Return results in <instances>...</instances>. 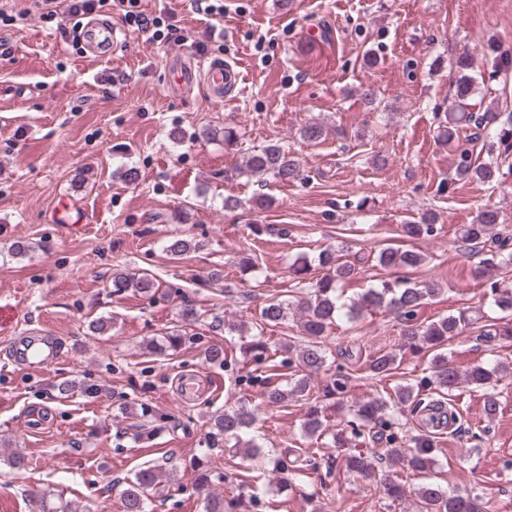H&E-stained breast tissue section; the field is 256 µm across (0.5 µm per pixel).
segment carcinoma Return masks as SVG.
I'll return each mask as SVG.
<instances>
[{
  "label": "carcinoma",
  "instance_id": "1",
  "mask_svg": "<svg viewBox=\"0 0 512 512\" xmlns=\"http://www.w3.org/2000/svg\"><path fill=\"white\" fill-rule=\"evenodd\" d=\"M456 64L458 75L455 79L454 99L448 113L449 122L453 123V126L446 130L447 137L458 138L463 133L472 141H483V145L487 146L490 153L497 146L506 151L511 150L512 113L504 114L490 107L482 112L468 111V99L475 88L474 79L468 74L471 70V59L468 55L462 54L457 58ZM239 171L250 176H270L284 184L302 179L299 161L280 144H268L249 151L245 165L240 167ZM497 173L498 169L492 163L478 164L472 160V153L464 149L456 155L454 176L448 180V185L452 186L468 179L491 184L497 180ZM436 223V215L429 211L422 214L419 220L402 225V231L409 238H417L433 233ZM498 223L499 212L486 207L479 211L473 223L463 225L460 229L461 240L475 248L491 243L495 245V251L487 262L493 264L498 259L511 264L512 253H504L507 239L491 238L492 229ZM198 248L199 244L192 239L173 236L167 240L164 251L171 258L180 259ZM375 260L376 264L384 269H401L419 266L423 257L414 250L386 247L376 254ZM320 266L325 269V273L305 283V287L308 288L307 297L291 301L272 296L261 308L260 317L264 325L276 326L284 322L291 309L300 312L302 332L309 337L307 344L298 354V374L282 383L278 381V375L275 373L277 365H269L271 373L266 376L261 403L269 406L288 401L309 403L311 376L322 371L327 365V352L321 341L326 329L341 315L354 318L377 309H390L398 314L403 325L401 335L410 348L425 346L438 350V354L432 360V368L435 383L440 389L451 393L464 382L475 388H484L494 381L512 375L507 371V366L496 363L492 366L477 365L463 378L449 364L448 357L439 352L450 339L461 335L467 327L473 325L475 319L461 312L457 315L443 316L428 325L417 323L419 309L424 300L439 292L437 284L431 282L421 287L401 279L383 281L374 288L366 289L360 296L346 304L341 301L342 285L357 274L356 265L342 260V255L338 251L326 250L320 255ZM111 288L112 294L116 296L131 291L143 297L153 298L159 292L160 284L145 272L116 270L112 273ZM491 293L494 304L499 309L512 311V289L493 287ZM191 340V336L186 337L180 332H173L165 336V343H154L151 348L154 353L161 354L168 347L175 349ZM399 365L397 354L386 352L370 357L365 362L364 369L371 378L381 382L390 377ZM55 389L63 398H69L77 391L87 398H94L99 393V387L94 384H78L69 379L59 381ZM406 407L414 411H427V408L423 407L420 393L415 391L414 386L400 384L392 395L378 393L358 403L354 413L360 425L368 427ZM258 410L257 406L252 408L242 404L211 415L209 431L204 440L205 448L193 463L196 472L195 490L205 494L207 512H234L237 506L236 499L232 497L226 500L224 496L214 492V482L220 481L222 475L211 466L209 458L216 448H222L232 441L240 444L242 434L253 424ZM164 421L163 415L143 407L131 429L134 430V436L139 439L161 430ZM303 429L312 439L318 441L329 437L332 447L348 450L345 460L351 471L363 477H370L375 472L374 461L377 454L370 455L363 449L349 447L344 429H334L327 424V421L321 418L317 407L308 408ZM433 451V440L421 435L415 439V448L411 449L408 455H402L395 448L386 449L385 454L401 457L408 471L427 479L431 471ZM161 476V470L150 466L140 469L134 477L126 479L120 494L122 512H147L148 503L160 484ZM381 490L386 498L399 500L406 494V480L399 473L386 475L381 480ZM24 497L30 512H76L68 501L60 506H49L46 493L41 491H28ZM418 497L419 512H484L483 502L478 495L470 491L448 490L435 482L423 484L419 488Z\"/></svg>",
  "mask_w": 512,
  "mask_h": 512
}]
</instances>
